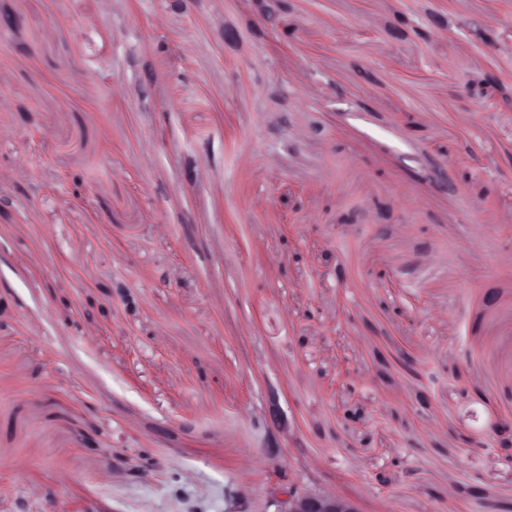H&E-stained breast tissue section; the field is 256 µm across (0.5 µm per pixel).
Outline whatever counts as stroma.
Here are the masks:
<instances>
[{"label":"stroma","mask_w":512,"mask_h":512,"mask_svg":"<svg viewBox=\"0 0 512 512\" xmlns=\"http://www.w3.org/2000/svg\"><path fill=\"white\" fill-rule=\"evenodd\" d=\"M275 13L0 0V512L512 505V0ZM275 480L267 487V494L260 502L253 503L243 492H227L228 507L225 512H362L358 504L339 493L318 488L311 477L290 479L277 468L279 444L273 433L266 443Z\"/></svg>","instance_id":"obj_1"}]
</instances>
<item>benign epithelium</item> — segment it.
Wrapping results in <instances>:
<instances>
[{
	"instance_id": "benign-epithelium-1",
	"label": "benign epithelium",
	"mask_w": 512,
	"mask_h": 512,
	"mask_svg": "<svg viewBox=\"0 0 512 512\" xmlns=\"http://www.w3.org/2000/svg\"><path fill=\"white\" fill-rule=\"evenodd\" d=\"M266 447L275 480L267 487V494L259 502H252L243 492H227L228 507L225 512H361L358 504L349 497L321 489L312 478L290 479L277 468L279 444L269 435Z\"/></svg>"
}]
</instances>
